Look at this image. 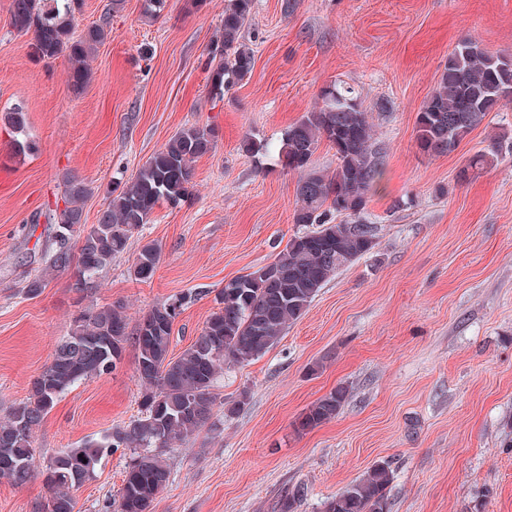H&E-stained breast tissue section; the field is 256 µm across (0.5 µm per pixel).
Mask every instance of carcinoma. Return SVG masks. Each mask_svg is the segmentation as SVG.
I'll list each match as a JSON object with an SVG mask.
<instances>
[{"label": "carcinoma", "instance_id": "carcinoma-1", "mask_svg": "<svg viewBox=\"0 0 512 512\" xmlns=\"http://www.w3.org/2000/svg\"><path fill=\"white\" fill-rule=\"evenodd\" d=\"M81 0H11L10 26L33 35L31 49L41 60L64 53L70 67L67 81L75 91L90 79L88 59L105 38L104 28L92 26L75 35ZM253 0H227L222 40L212 51L218 62L208 82L222 98L252 72L254 56L240 36L249 22ZM512 87V56L492 54L467 39L448 55L439 83L417 117V143L422 152L452 151L486 115L508 105L502 92ZM322 105L285 132L280 149L283 165L299 173V208L294 223L314 230L288 240L273 261L224 284L216 308L195 340L178 356L169 355L172 325L183 306L175 298L152 307L134 330L123 308L112 304L85 308L75 314L73 328L60 340L51 360L33 379L26 400L0 418V449H7L16 466L0 464V477L23 485L35 477L36 433L58 398L76 383L117 368L128 336H134L137 373L142 388L140 415L111 429L100 440L88 439L51 457L42 471L51 512H75L74 492L89 480L108 452L124 448L130 461L113 502L114 512H151L155 497L166 487L170 468L167 449L215 425V388L224 366L248 363L276 345L288 325L299 319L321 288L341 269L375 247L373 229L364 213L377 192L383 170L374 149V130L351 86L328 85ZM25 113L15 109L8 125L19 153L36 144L25 137ZM215 131L191 127L172 137L129 182L118 184L97 222H83L81 202L86 186L66 183L64 206L55 213L53 248L43 259L42 273L30 278L26 293L37 295L46 275L66 270L76 285L95 283L112 258L124 253L133 233L150 221L162 203L178 205L189 195L190 163L211 151ZM336 150L330 173L310 169L319 142ZM488 163L482 151L473 154L459 177L469 178ZM344 217L337 223L335 218ZM158 263L153 244L142 247L133 267L140 280L149 279ZM348 398L338 386L313 403L296 423L305 432L334 419ZM391 472L377 463L342 493L324 503V512H388Z\"/></svg>", "mask_w": 512, "mask_h": 512}]
</instances>
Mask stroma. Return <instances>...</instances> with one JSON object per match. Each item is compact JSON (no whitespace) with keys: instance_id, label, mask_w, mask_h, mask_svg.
<instances>
[{"instance_id":"stroma-1","label":"stroma","mask_w":512,"mask_h":512,"mask_svg":"<svg viewBox=\"0 0 512 512\" xmlns=\"http://www.w3.org/2000/svg\"><path fill=\"white\" fill-rule=\"evenodd\" d=\"M0 0V417L90 305L123 306L130 325L153 306L183 301L171 355L200 333L225 282L270 262L302 232L293 220L297 172L278 157L288 127L312 111L323 87L353 86L375 131L384 176L365 214L376 245L340 270L307 312L261 357L228 365L219 403L248 400L166 453L168 485L152 512H277L294 489L296 512L324 502L374 463L389 465V512H512V104L489 113L452 152L428 155L416 120L449 54L466 39L512 52V0H254L241 41L251 75L223 98L207 84L224 0H167L160 18L142 0H82L78 29L100 25L81 91L67 57L36 59L32 38L9 25ZM26 114L37 145L18 156L6 116ZM215 129L192 164L186 202L156 208L126 251L76 288L48 275L33 298L52 211L67 178L84 183L86 224L112 187L130 181L178 132ZM490 159L467 181L476 150ZM158 249L153 276L136 279L144 245ZM349 397L335 419L306 432L294 424L336 386ZM137 350L117 369L76 384L35 437L36 465L137 416ZM129 461L112 451L75 493L76 512H112ZM36 478L0 479V512H38Z\"/></svg>"}]
</instances>
